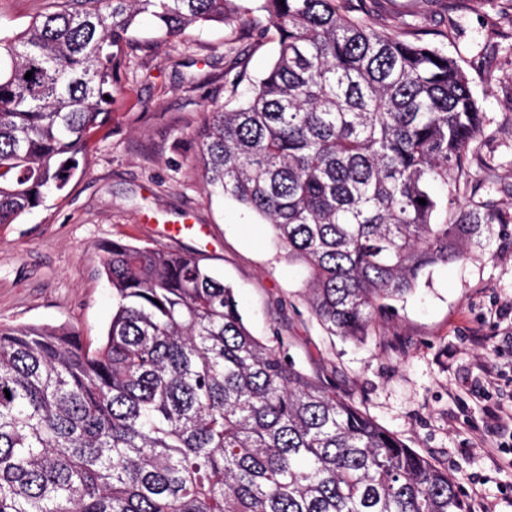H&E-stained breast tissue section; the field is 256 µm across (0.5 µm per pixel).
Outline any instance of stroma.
Returning a JSON list of instances; mask_svg holds the SVG:
<instances>
[{
  "label": "stroma",
  "mask_w": 512,
  "mask_h": 512,
  "mask_svg": "<svg viewBox=\"0 0 512 512\" xmlns=\"http://www.w3.org/2000/svg\"><path fill=\"white\" fill-rule=\"evenodd\" d=\"M447 2L380 0L387 26L439 30ZM454 18L435 43L465 72L485 115L478 144L494 159L468 161L464 179L510 203L512 0H464ZM134 39L112 119L65 189L0 224V324L72 328L98 346L112 317L99 244L199 253L234 286L254 336L445 467L470 512H512V432L486 419L487 408L512 405V223L435 267L365 342L328 335L307 309L303 269L268 225L210 195L193 162L209 113L235 106L272 64L276 32L214 24L161 42L145 19ZM184 224L192 233L169 237Z\"/></svg>",
  "instance_id": "35a3bbf8"
}]
</instances>
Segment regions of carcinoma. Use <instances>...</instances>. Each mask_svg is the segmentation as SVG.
<instances>
[{
    "label": "carcinoma",
    "instance_id": "1",
    "mask_svg": "<svg viewBox=\"0 0 512 512\" xmlns=\"http://www.w3.org/2000/svg\"><path fill=\"white\" fill-rule=\"evenodd\" d=\"M44 2L0 32V224L66 187L140 18L166 42L258 13L275 59L247 101L211 113L195 161L304 265L329 335L363 341L434 267L512 223V203L477 187L435 221L433 187L457 197L483 112L457 61L419 26L386 29L378 0ZM100 251L99 347L0 324V512H467L448 470L253 336L195 254Z\"/></svg>",
    "mask_w": 512,
    "mask_h": 512
}]
</instances>
